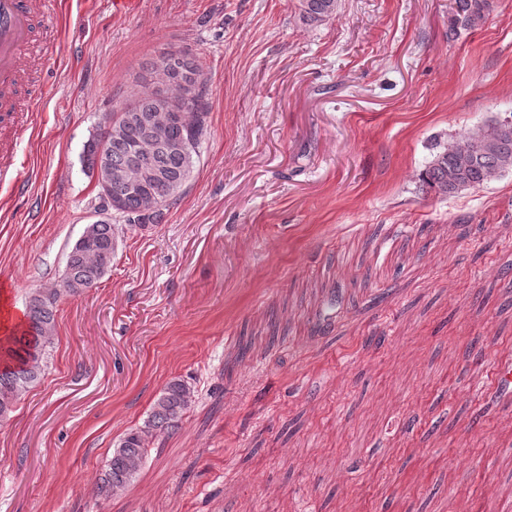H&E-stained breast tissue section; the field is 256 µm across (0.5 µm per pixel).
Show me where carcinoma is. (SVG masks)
Wrapping results in <instances>:
<instances>
[{"instance_id":"carcinoma-1","label":"carcinoma","mask_w":512,"mask_h":512,"mask_svg":"<svg viewBox=\"0 0 512 512\" xmlns=\"http://www.w3.org/2000/svg\"><path fill=\"white\" fill-rule=\"evenodd\" d=\"M301 17L306 22H323L336 14L338 0H299ZM490 0H455V14L448 31L472 28L485 18ZM175 63L187 59L198 87L188 90L174 82L167 70L148 62L142 89L119 111L103 117L100 132L84 147V160L92 173L103 176V160L112 165V200L120 202L119 212L141 220L151 211L152 224L165 220L168 207L150 209V195L159 187L147 184L140 194L115 196L124 182L142 179V168H150L171 186L176 195L190 178L208 115V91L203 78V63L181 51H170ZM169 94L176 111L173 124L158 138L151 137L140 118L151 114L156 94ZM512 171V113L503 122L452 139L439 147L424 169L423 185L438 195L451 196L476 189L491 179ZM116 237L112 224L105 221L86 225L67 255L64 277L59 287L31 294L25 308V322L6 336H0V418L12 412L14 404L35 384L46 364L53 340L56 305L63 296H75L95 287L112 266ZM194 393L180 379L166 384L155 400L147 421L128 430L119 439L101 477V489L114 491L126 486L147 456L149 440L178 428L190 408Z\"/></svg>"}]
</instances>
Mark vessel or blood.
Listing matches in <instances>:
<instances>
[{
    "label": "vessel or blood",
    "mask_w": 512,
    "mask_h": 512,
    "mask_svg": "<svg viewBox=\"0 0 512 512\" xmlns=\"http://www.w3.org/2000/svg\"><path fill=\"white\" fill-rule=\"evenodd\" d=\"M55 6L56 0H0V114L15 112L22 99L29 111H39L41 95L21 83V56L37 21L49 19Z\"/></svg>",
    "instance_id": "vessel-or-blood-1"
}]
</instances>
